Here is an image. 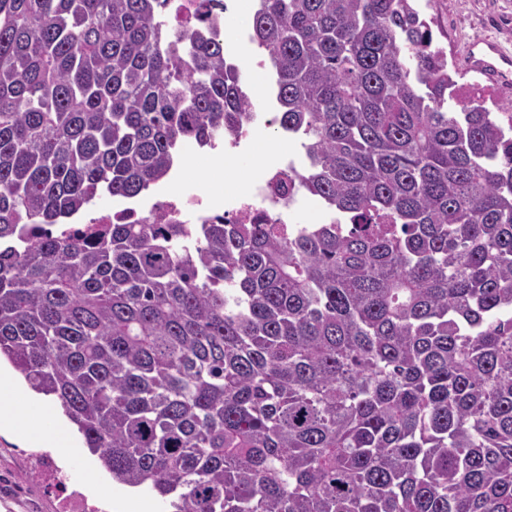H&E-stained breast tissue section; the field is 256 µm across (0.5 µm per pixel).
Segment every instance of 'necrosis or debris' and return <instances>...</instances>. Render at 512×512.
Listing matches in <instances>:
<instances>
[{
  "mask_svg": "<svg viewBox=\"0 0 512 512\" xmlns=\"http://www.w3.org/2000/svg\"><path fill=\"white\" fill-rule=\"evenodd\" d=\"M288 167L258 168L245 191L225 195L223 200L187 187L176 193H165L140 206L115 205L100 211L102 224H148L162 218L169 224H206L232 220L252 223L256 213L266 214L270 223H292L293 209L300 190L287 179Z\"/></svg>",
  "mask_w": 512,
  "mask_h": 512,
  "instance_id": "4bbe7bcc",
  "label": "necrosis or debris"
}]
</instances>
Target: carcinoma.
Returning <instances> with one entry per match:
<instances>
[{
	"label": "carcinoma",
	"instance_id": "carcinoma-1",
	"mask_svg": "<svg viewBox=\"0 0 512 512\" xmlns=\"http://www.w3.org/2000/svg\"><path fill=\"white\" fill-rule=\"evenodd\" d=\"M162 0H0V358L174 512H512V125L413 0H261L330 224H89L256 121Z\"/></svg>",
	"mask_w": 512,
	"mask_h": 512
}]
</instances>
